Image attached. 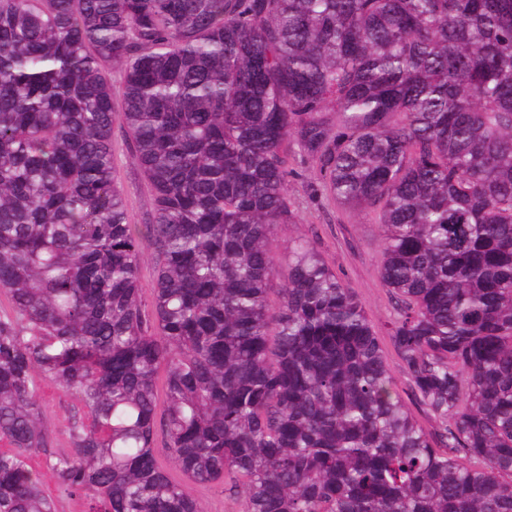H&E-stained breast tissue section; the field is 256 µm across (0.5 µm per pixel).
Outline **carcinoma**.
I'll return each instance as SVG.
<instances>
[{
    "label": "carcinoma",
    "mask_w": 512,
    "mask_h": 512,
    "mask_svg": "<svg viewBox=\"0 0 512 512\" xmlns=\"http://www.w3.org/2000/svg\"><path fill=\"white\" fill-rule=\"evenodd\" d=\"M290 139L378 211L432 434L314 248L268 303ZM0 291V512H57L42 379L78 403L47 467L87 512H203L187 483L226 481L241 512H512V0H0ZM104 71L112 81L114 115L112 118V163L118 186L122 191L131 224L143 230L153 216V192L134 157L128 129L123 121L121 69L118 65L107 64ZM155 277V260L151 250H144V257L140 267L141 299L146 309H150L152 301V288Z\"/></svg>",
    "instance_id": "obj_1"
}]
</instances>
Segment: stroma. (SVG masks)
Instances as JSON below:
<instances>
[{
  "mask_svg": "<svg viewBox=\"0 0 512 512\" xmlns=\"http://www.w3.org/2000/svg\"><path fill=\"white\" fill-rule=\"evenodd\" d=\"M104 71L112 83L115 109L112 118V163L130 220L141 227L152 220L153 192L134 157L128 129L121 115V69L108 64ZM286 155L288 202L294 222L272 237L268 245L276 261L274 290L268 297L270 305H277V290L288 278V248L294 240L302 239L317 246L337 277L352 288L361 300L378 335L386 336L385 322L393 311V301L390 289L378 272L381 228L375 215H354L323 191L318 165L296 142H289ZM39 401L48 445L33 454L32 462L37 468L43 469L44 489L55 498L58 512H85V501L60 493L51 473L44 470L49 457L71 451L68 428L75 399L46 382L42 385Z\"/></svg>",
  "mask_w": 512,
  "mask_h": 512,
  "instance_id": "stroma-1",
  "label": "stroma"
}]
</instances>
